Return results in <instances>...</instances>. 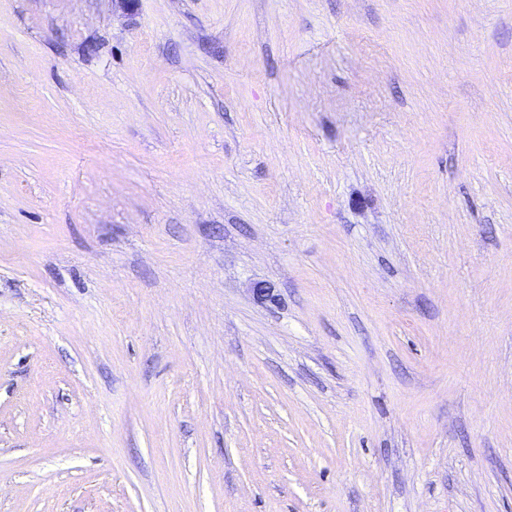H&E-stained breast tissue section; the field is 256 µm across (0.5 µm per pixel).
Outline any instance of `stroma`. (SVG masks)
Listing matches in <instances>:
<instances>
[{
	"label": "stroma",
	"instance_id": "stroma-1",
	"mask_svg": "<svg viewBox=\"0 0 512 512\" xmlns=\"http://www.w3.org/2000/svg\"><path fill=\"white\" fill-rule=\"evenodd\" d=\"M0 512H512V0H0Z\"/></svg>",
	"mask_w": 512,
	"mask_h": 512
}]
</instances>
